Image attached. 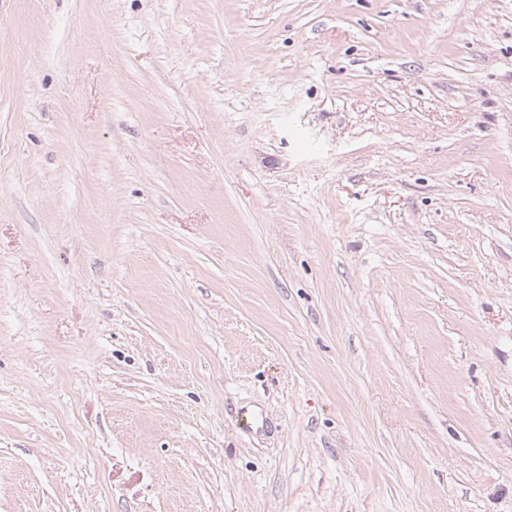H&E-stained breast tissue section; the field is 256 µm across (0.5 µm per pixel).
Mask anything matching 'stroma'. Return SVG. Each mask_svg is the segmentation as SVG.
<instances>
[{
  "label": "stroma",
  "instance_id": "obj_1",
  "mask_svg": "<svg viewBox=\"0 0 512 512\" xmlns=\"http://www.w3.org/2000/svg\"><path fill=\"white\" fill-rule=\"evenodd\" d=\"M0 512H512V0H0Z\"/></svg>",
  "mask_w": 512,
  "mask_h": 512
}]
</instances>
